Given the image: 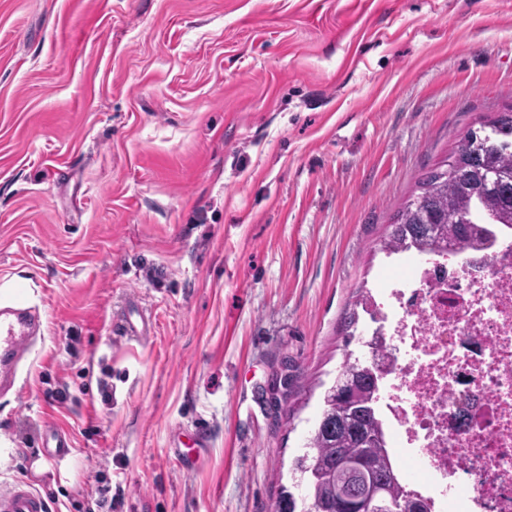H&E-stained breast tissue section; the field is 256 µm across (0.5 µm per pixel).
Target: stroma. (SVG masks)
<instances>
[{"mask_svg": "<svg viewBox=\"0 0 512 512\" xmlns=\"http://www.w3.org/2000/svg\"><path fill=\"white\" fill-rule=\"evenodd\" d=\"M509 111L512 0H0V488L271 512L391 217ZM41 332V321L30 308L0 307V353L15 367L26 357Z\"/></svg>", "mask_w": 512, "mask_h": 512, "instance_id": "1", "label": "stroma"}]
</instances>
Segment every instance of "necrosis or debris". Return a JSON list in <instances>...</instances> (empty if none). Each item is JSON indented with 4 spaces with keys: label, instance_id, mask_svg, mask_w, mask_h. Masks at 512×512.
Wrapping results in <instances>:
<instances>
[{
    "label": "necrosis or debris",
    "instance_id": "obj_1",
    "mask_svg": "<svg viewBox=\"0 0 512 512\" xmlns=\"http://www.w3.org/2000/svg\"><path fill=\"white\" fill-rule=\"evenodd\" d=\"M400 266L367 304L399 485L428 512H512V242Z\"/></svg>",
    "mask_w": 512,
    "mask_h": 512
}]
</instances>
